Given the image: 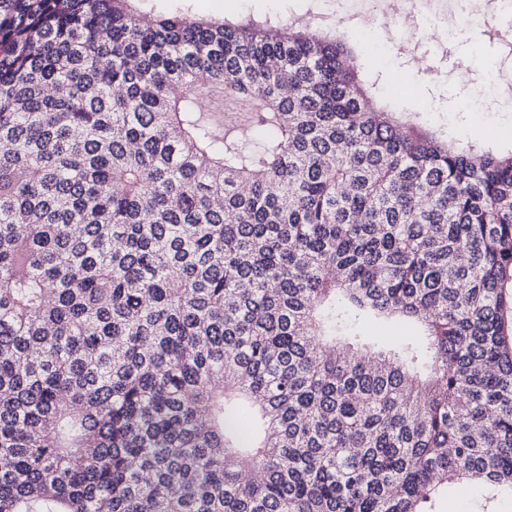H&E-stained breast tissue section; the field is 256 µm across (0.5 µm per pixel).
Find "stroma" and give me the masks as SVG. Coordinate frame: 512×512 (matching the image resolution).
<instances>
[{
    "label": "stroma",
    "mask_w": 512,
    "mask_h": 512,
    "mask_svg": "<svg viewBox=\"0 0 512 512\" xmlns=\"http://www.w3.org/2000/svg\"><path fill=\"white\" fill-rule=\"evenodd\" d=\"M137 7L149 17L186 12L208 20H234L265 15L298 18L319 11L320 4L318 0H139ZM362 34L355 64L365 77L383 74L378 98L389 101L395 111L419 110L420 105H427V112H421V123L442 130L458 141L469 140L471 130L475 129L483 141L493 143L499 129L512 124V93L507 91L502 94L499 111L473 115L449 111L453 97L464 93L467 77L460 72V62L469 61L470 75L477 77L487 64L503 60L512 49V13L484 6L479 20L454 28L445 44H424L418 48L416 57L398 58L394 69L385 60L374 61L366 54V44L380 40L374 27L364 28ZM420 56L436 65L438 81H430L423 64H417ZM434 509L435 512H512V497L492 495L481 488L451 490L436 500Z\"/></svg>",
    "instance_id": "stroma-1"
}]
</instances>
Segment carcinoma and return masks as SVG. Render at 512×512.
Returning a JSON list of instances; mask_svg holds the SVG:
<instances>
[{"label":"carcinoma","instance_id":"cac0c4a2","mask_svg":"<svg viewBox=\"0 0 512 512\" xmlns=\"http://www.w3.org/2000/svg\"><path fill=\"white\" fill-rule=\"evenodd\" d=\"M135 2L0 0V512L512 495V150L374 107L337 31ZM350 331L358 332L362 336H373L381 341L388 342L393 337L412 336V331L408 328V324L404 322H395L387 325H376L368 330H361L356 326H352Z\"/></svg>","mask_w":512,"mask_h":512}]
</instances>
